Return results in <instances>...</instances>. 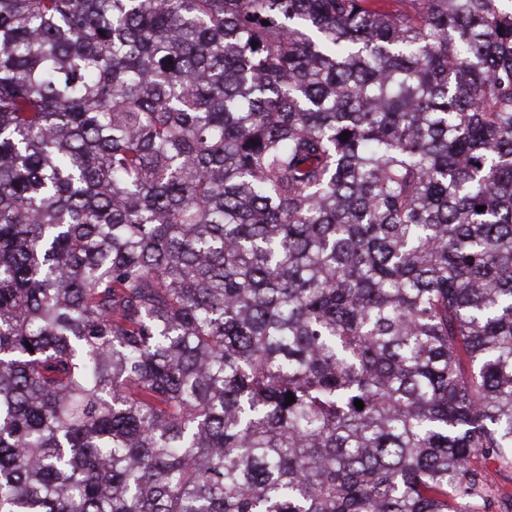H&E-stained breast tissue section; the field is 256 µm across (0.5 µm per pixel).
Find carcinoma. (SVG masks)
<instances>
[{"label":"carcinoma","mask_w":512,"mask_h":512,"mask_svg":"<svg viewBox=\"0 0 512 512\" xmlns=\"http://www.w3.org/2000/svg\"><path fill=\"white\" fill-rule=\"evenodd\" d=\"M491 463L512 5L0 0V512H487Z\"/></svg>","instance_id":"1"}]
</instances>
